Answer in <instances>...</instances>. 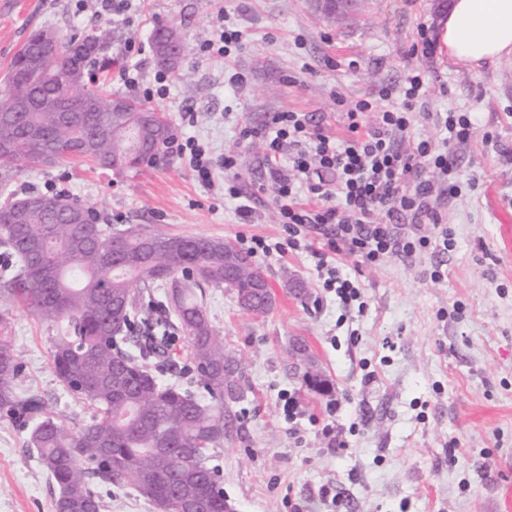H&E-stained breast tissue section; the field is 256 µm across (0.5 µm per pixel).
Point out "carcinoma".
<instances>
[{
  "instance_id": "carcinoma-1",
  "label": "carcinoma",
  "mask_w": 512,
  "mask_h": 512,
  "mask_svg": "<svg viewBox=\"0 0 512 512\" xmlns=\"http://www.w3.org/2000/svg\"><path fill=\"white\" fill-rule=\"evenodd\" d=\"M46 31L32 33L10 61L4 86L19 99L57 98L73 60L56 63L54 78L29 67ZM62 47L73 43L99 46L92 62L104 68L111 35L106 29L84 33L54 32ZM182 33L166 25L154 29L156 64L182 75V61L164 58L167 40ZM85 93L100 108L112 104V124L100 112L86 116L92 140L77 145V135L62 113L10 112L0 91V128L4 138H22L28 125L46 138L48 156L0 152V168L27 171L71 158L124 173L152 162L172 135L168 120L123 94L88 86ZM43 196L46 207L29 211L11 202L0 208V247L16 257L14 270L0 276V301L17 303L38 318L67 320L69 333L55 342L52 365L62 384L97 408L96 420L69 433L65 422L46 413L42 397L21 394L19 364L8 336V311L0 310V416L33 422L30 446L59 487L54 512H101L92 480L131 486L160 512H178V492L196 497L204 512H225L227 499L216 487L208 452L224 446V397L239 395L241 371L224 351V340L195 300L194 289L228 288L237 303L255 314L266 313L273 299L264 272L231 243L204 237L146 233L138 225L121 232L100 224H68L57 210L59 199ZM151 241L142 253L140 245ZM158 281L169 288V303L188 340L198 384L210 402L193 399L174 384L159 382L139 356L124 348L136 305L135 289Z\"/></svg>"
}]
</instances>
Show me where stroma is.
<instances>
[{
    "label": "stroma",
    "mask_w": 512,
    "mask_h": 512,
    "mask_svg": "<svg viewBox=\"0 0 512 512\" xmlns=\"http://www.w3.org/2000/svg\"><path fill=\"white\" fill-rule=\"evenodd\" d=\"M439 0H356L344 17H326L324 0H135L119 17L97 0H0V81L28 35L53 28L112 32V67L96 81L125 92L124 67L139 64L142 87H154L152 51L138 58L128 42L149 43L161 24L183 32L191 80L170 79L149 106L166 115L173 133L188 132L215 158L237 151L236 178L253 192V221L242 223L226 199L223 168L213 189L192 177L185 160L161 152L137 172L118 174L76 159L24 172L0 170V204L29 194H66L96 208L99 222L122 230L138 224L167 235L236 242L239 234L271 241L285 233L273 191L257 158L259 143L239 139L243 124L270 113L306 112L345 137L341 107L398 84L419 71L433 87L422 109L453 111L475 124L467 143L453 146L456 169L429 201L453 245L430 243L411 256L376 265L338 254L340 272L355 280L363 306H343L326 291L311 248L327 230L306 231L308 249L258 256L273 294L263 315L241 309L231 290L209 287L198 301L242 372L239 398L224 402L228 432L212 449L224 494L237 512H512V57L469 68L443 50L413 54L420 33L438 37ZM246 35L230 59L202 53L218 11ZM358 61L350 70L349 61ZM247 77L226 83V68ZM447 84V95L437 88ZM192 111L193 126L182 124ZM306 292L296 296L291 283ZM139 311L165 321L170 359L146 364L163 382L208 395L195 383L188 342L167 287L137 292ZM9 334L19 354L17 386L39 393L48 413L68 415L70 431L92 422L56 377L51 351L65 323H47L10 305ZM304 339L327 390L315 391L296 372L291 344ZM296 394L295 420L285 418L282 393ZM30 426L0 417V512H53L56 483L29 446ZM456 452H449V445ZM102 512H158L130 486L103 484Z\"/></svg>",
    "instance_id": "35a3bbf8"
}]
</instances>
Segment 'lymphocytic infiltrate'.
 I'll return each instance as SVG.
<instances>
[{
	"label": "lymphocytic infiltrate",
	"mask_w": 512,
	"mask_h": 512,
	"mask_svg": "<svg viewBox=\"0 0 512 512\" xmlns=\"http://www.w3.org/2000/svg\"><path fill=\"white\" fill-rule=\"evenodd\" d=\"M429 93L420 75L407 76L402 88L386 85L378 101L361 99L344 114L347 135L339 139L303 112L272 113L260 127H243L241 140L257 139L264 145L263 164L276 196L284 242L268 244L265 237L241 238L251 255L299 248L301 229L308 224H326L332 229L324 247L313 250L318 269L326 270L325 289L336 291L343 302L360 296L357 286L343 278L338 268L328 266V252L346 247L362 262L374 263L393 253L407 255L427 247L428 237H397L391 225L378 220V213L410 212L426 215V198L433 192L432 174L451 172L455 158L448 143L468 142L473 123L468 116L452 112L438 119L447 144L439 148L424 138L409 139L412 114ZM374 113L365 124L366 113ZM167 149L188 158L200 185L213 188L216 166L233 170L238 155L225 153L222 160L206 157L195 137H172Z\"/></svg>",
	"instance_id": "1"
}]
</instances>
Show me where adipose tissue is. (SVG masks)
<instances>
[{"label": "adipose tissue", "mask_w": 512, "mask_h": 512, "mask_svg": "<svg viewBox=\"0 0 512 512\" xmlns=\"http://www.w3.org/2000/svg\"><path fill=\"white\" fill-rule=\"evenodd\" d=\"M440 41L451 59L471 67L512 56V0H452Z\"/></svg>", "instance_id": "ef3b65f1"}]
</instances>
